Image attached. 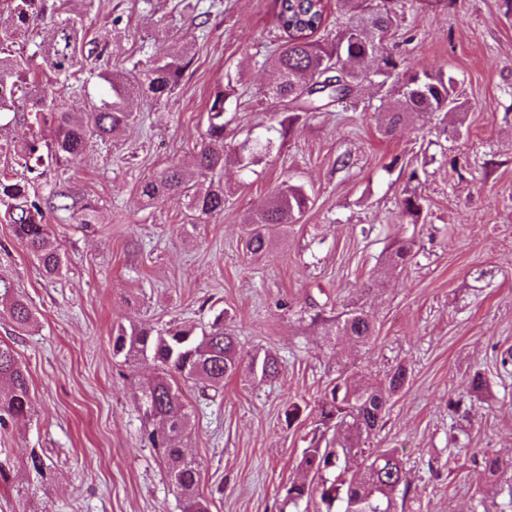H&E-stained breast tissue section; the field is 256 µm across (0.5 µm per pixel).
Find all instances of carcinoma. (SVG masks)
Segmentation results:
<instances>
[{
	"mask_svg": "<svg viewBox=\"0 0 512 512\" xmlns=\"http://www.w3.org/2000/svg\"><path fill=\"white\" fill-rule=\"evenodd\" d=\"M416 0H336V9L351 14V20L334 36L321 35L326 28L329 0H273L281 39L265 60L271 72L266 94L292 104L278 126H267L227 148L224 144L226 103L235 93L232 80L215 91L208 102L207 128L194 164L200 180L186 179L181 167L171 164L141 185V195L150 204L168 195L188 198L196 219L224 212V166L234 162L249 171L262 158L277 150L300 120L333 103L353 98L365 81L386 90L387 106L381 133L389 136L399 126L414 123L437 112L454 116L461 112L455 76L427 67H405L403 60L387 48L398 27L399 12L415 7ZM49 23V39L32 42L26 54L13 50L28 38L38 24ZM102 53L90 48L85 26L74 16L47 12L45 0H9L7 18L0 17V131L20 112L33 113L34 120L51 118L52 142L36 138L22 143L23 173L0 172V224H8L16 239L28 250L45 277L62 270V258L53 241L47 210L65 211L76 224H93L97 206L70 198L60 191L39 192L38 181L47 175L46 161L60 162L83 153L92 137H117L132 121L131 105L145 92L159 99L179 84L191 57L184 45L168 53L140 60L130 71L91 67V58ZM55 78L49 89L37 84L33 70ZM84 72L86 83L102 90L84 112H72L57 97L72 76ZM311 203L305 186L284 179L249 220L248 249L265 254L275 231L288 229L303 217ZM425 198L417 190H406L399 203L400 215L417 219ZM414 237L396 239L385 263L395 269L412 257ZM0 302L9 304L15 322L24 327L33 317L28 303L14 295L10 281L0 277ZM325 335L349 336L362 345L376 341V326L359 307H352L325 323ZM112 351L125 360L151 358L161 370L142 395L140 410L146 418L160 421L162 429L149 431L145 440L166 461L168 478L180 494L183 512H210L209 502L199 493L200 466L185 455L178 438L191 426V413L180 383L203 385L219 395L224 383L247 364L253 378L264 382L279 372L277 358L267 352L244 356L236 336L224 328L223 314L209 328L172 324L157 329L149 324L122 325L113 329ZM409 384L405 365L397 364L378 379L343 373L331 382L319 409L321 433L313 434L298 460V477L285 486L284 501L319 496L325 512H395L396 495L407 497L409 481L402 459L392 449L366 452L362 437L381 430L392 399ZM31 410L29 380L14 349L0 342V427L27 417ZM336 431V439L327 432ZM366 456L364 470L348 478L346 463L353 456ZM485 469L493 476L512 472V460L484 457Z\"/></svg>",
	"mask_w": 512,
	"mask_h": 512,
	"instance_id": "1",
	"label": "carcinoma"
}]
</instances>
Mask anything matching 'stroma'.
Returning a JSON list of instances; mask_svg holds the SVG:
<instances>
[{"label":"stroma","instance_id":"stroma-1","mask_svg":"<svg viewBox=\"0 0 512 512\" xmlns=\"http://www.w3.org/2000/svg\"><path fill=\"white\" fill-rule=\"evenodd\" d=\"M81 14L103 63L131 69L163 53L162 30L191 42L193 62L174 92L134 101L118 138L90 139L83 154L51 165L60 190L92 200L98 222L54 214L63 272L44 278L0 224V277L35 310L17 329L0 307V342L29 374L30 415L0 428V512H181L163 461L144 439L138 406L152 360L112 353L114 326L171 322L203 328L223 314L243 353L271 351L275 380L240 372L223 395L183 391L195 418L181 441L201 466L211 512H319V500L283 502V487L318 426V403L339 369L378 376L402 363L408 386L367 447L395 449L410 482L405 512H502L512 476L486 482L484 454L512 458V12L503 0H457L409 9L389 47L408 65L453 72L462 136L436 114L379 131L385 96L363 84L345 105L310 114L252 171L224 169V211L196 220L183 198L150 204L140 187L169 163L191 169L206 105L227 80L226 144L255 125L277 124L284 101L265 96L263 59L281 33L272 0H53ZM311 193L299 224L268 254L247 248L250 216L284 179ZM426 200L417 224L400 221L408 184ZM414 236V256L388 270L391 242ZM358 305L378 339L361 346L324 334V322ZM485 394L455 414L473 372ZM304 405L287 425L288 402ZM468 434L469 446L449 445ZM45 465L34 469L31 456Z\"/></svg>","mask_w":512,"mask_h":512}]
</instances>
